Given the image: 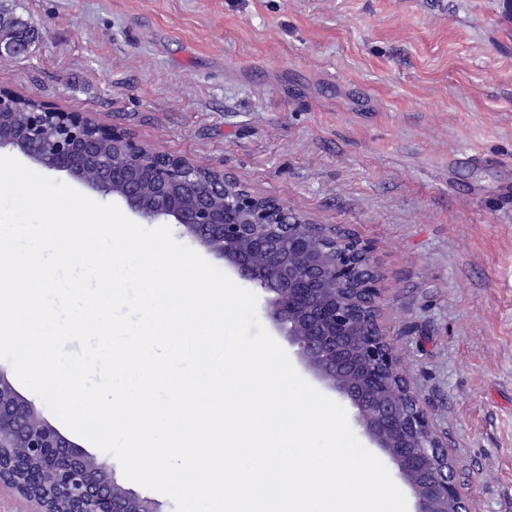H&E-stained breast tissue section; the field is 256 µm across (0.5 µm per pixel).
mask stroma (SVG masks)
Returning a JSON list of instances; mask_svg holds the SVG:
<instances>
[{"mask_svg": "<svg viewBox=\"0 0 512 512\" xmlns=\"http://www.w3.org/2000/svg\"><path fill=\"white\" fill-rule=\"evenodd\" d=\"M0 89L91 112L373 249L381 318L472 512H512L504 0H0ZM39 29L26 23L18 26L12 19L0 13V56H17L25 53L38 37Z\"/></svg>", "mask_w": 512, "mask_h": 512, "instance_id": "35a3bbf8", "label": "stroma"}]
</instances>
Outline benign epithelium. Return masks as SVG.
<instances>
[{"mask_svg":"<svg viewBox=\"0 0 512 512\" xmlns=\"http://www.w3.org/2000/svg\"><path fill=\"white\" fill-rule=\"evenodd\" d=\"M39 29L0 13V56L25 53ZM0 150L63 172L104 198L123 202L146 224L173 220L244 281L267 294V311L299 359L353 410V422L394 465L414 512H470L447 443L393 352L380 320L382 291L369 244L344 229L314 224L282 201L230 175L200 178L186 158L140 144L89 112H65L34 96L0 90ZM155 187L145 201L144 172ZM176 183L190 204L168 201ZM289 255L301 263H285ZM32 512H159L119 484L112 468L45 420L0 373V488Z\"/></svg>","mask_w":512,"mask_h":512,"instance_id":"benign-epithelium-1","label":"benign epithelium"}]
</instances>
